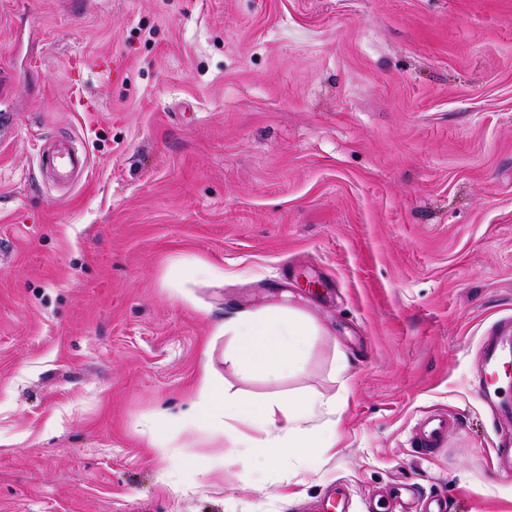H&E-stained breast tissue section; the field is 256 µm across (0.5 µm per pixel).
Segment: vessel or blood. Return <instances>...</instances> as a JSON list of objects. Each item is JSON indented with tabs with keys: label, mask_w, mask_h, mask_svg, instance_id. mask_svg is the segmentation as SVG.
I'll return each instance as SVG.
<instances>
[{
	"label": "vessel or blood",
	"mask_w": 512,
	"mask_h": 512,
	"mask_svg": "<svg viewBox=\"0 0 512 512\" xmlns=\"http://www.w3.org/2000/svg\"><path fill=\"white\" fill-rule=\"evenodd\" d=\"M43 163L56 170L60 177L81 178L88 167V158L58 150L47 154ZM512 365V320L503 319L494 324L480 344V362L475 392L490 409L498 427L495 448L497 474L512 475V404L504 402L499 393L498 373ZM451 421L447 414L434 412L422 419L416 429L414 444L422 453L442 447L448 438Z\"/></svg>",
	"instance_id": "b4317fda"
}]
</instances>
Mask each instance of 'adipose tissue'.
Here are the masks:
<instances>
[{
	"label": "adipose tissue",
	"mask_w": 512,
	"mask_h": 512,
	"mask_svg": "<svg viewBox=\"0 0 512 512\" xmlns=\"http://www.w3.org/2000/svg\"><path fill=\"white\" fill-rule=\"evenodd\" d=\"M220 334L234 339L233 357L246 373L261 372L277 380L300 371L317 328L295 312L272 310L258 317L225 320ZM191 420L223 440L228 423H236L234 447L254 456L280 448L289 453L318 455L336 436V399L310 390L288 403L245 402L228 394L224 380L209 362H202L193 384Z\"/></svg>",
	"instance_id": "ef3b65f1"
}]
</instances>
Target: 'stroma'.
I'll use <instances>...</instances> for the list:
<instances>
[{"label":"stroma","instance_id":"35a3bbf8","mask_svg":"<svg viewBox=\"0 0 512 512\" xmlns=\"http://www.w3.org/2000/svg\"><path fill=\"white\" fill-rule=\"evenodd\" d=\"M2 113L0 512H512L472 390L512 315V0H0ZM288 307L300 371L240 373L218 324ZM207 347L229 393L340 399L336 448L220 466L177 427ZM43 164L56 170L60 177H74L78 181L88 168V158L83 154H72L69 151L57 150L43 158ZM451 421L446 413L434 412L422 419L417 426L414 444L422 454L441 448L448 439Z\"/></svg>","mask_w":512,"mask_h":512}]
</instances>
